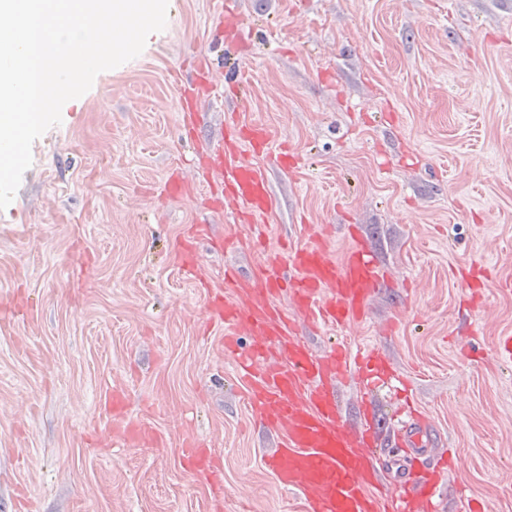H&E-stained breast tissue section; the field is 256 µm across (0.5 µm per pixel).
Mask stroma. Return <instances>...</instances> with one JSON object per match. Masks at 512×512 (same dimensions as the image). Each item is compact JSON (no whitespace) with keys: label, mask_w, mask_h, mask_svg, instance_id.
<instances>
[{"label":"stroma","mask_w":512,"mask_h":512,"mask_svg":"<svg viewBox=\"0 0 512 512\" xmlns=\"http://www.w3.org/2000/svg\"><path fill=\"white\" fill-rule=\"evenodd\" d=\"M223 4L169 0L140 55L64 104L0 210V512H301L207 298L225 267L249 273L312 225L343 257L344 224L390 284L366 321L311 346L378 343L451 451L444 512L470 496L512 512V362L497 354L512 334V0H236L238 31ZM200 55L224 64L193 128L176 77ZM230 105L295 158L271 168L262 250L224 247L249 228L212 209L223 192L191 164ZM457 267L486 277L472 336ZM117 387L157 442L110 445ZM187 434L214 477L185 460Z\"/></svg>","instance_id":"obj_1"}]
</instances>
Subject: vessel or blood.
<instances>
[{"label":"vessel or blood","mask_w":512,"mask_h":512,"mask_svg":"<svg viewBox=\"0 0 512 512\" xmlns=\"http://www.w3.org/2000/svg\"><path fill=\"white\" fill-rule=\"evenodd\" d=\"M230 146L214 161L224 182V207L253 235L265 239L264 215L275 206L265 166L274 134L260 123L228 119ZM387 273L363 242L349 233L343 259L316 241L269 253L252 276L225 271L234 294L223 302L224 348L236 362L253 416L278 438L267 464L278 483L295 491L303 512H436L440 473L454 461L436 448L419 411L383 431L372 416L350 425L337 387L354 376L362 401L398 378L378 345L351 351L341 344L316 352L306 330L321 331L365 321ZM288 307H281L280 297ZM246 335L247 347L237 338Z\"/></svg>","instance_id":"b4317fda"}]
</instances>
